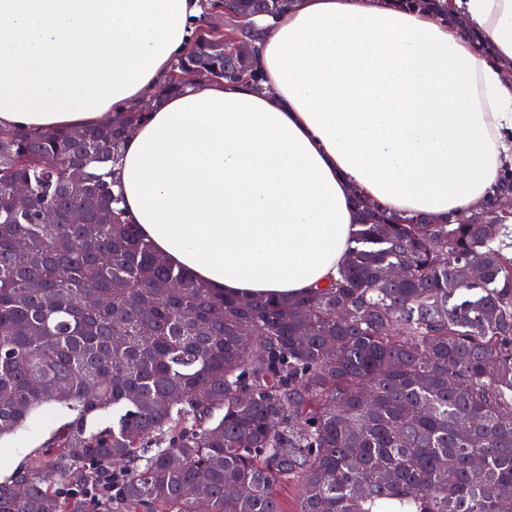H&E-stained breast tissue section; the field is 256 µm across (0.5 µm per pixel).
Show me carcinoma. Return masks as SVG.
Wrapping results in <instances>:
<instances>
[{"label":"carcinoma","mask_w":512,"mask_h":512,"mask_svg":"<svg viewBox=\"0 0 512 512\" xmlns=\"http://www.w3.org/2000/svg\"><path fill=\"white\" fill-rule=\"evenodd\" d=\"M233 2L226 30L258 40L247 19L275 0ZM223 37L195 25L155 101L186 70L240 80ZM125 138L0 127V438L45 404L68 414L43 469L0 481V512H283L285 482L297 512H512V257L495 245L511 171L480 223L391 216L356 193L336 278L239 300L124 222L90 165ZM78 205L87 223H67ZM48 207L55 224L38 221Z\"/></svg>","instance_id":"cac0c4a2"}]
</instances>
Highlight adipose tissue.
<instances>
[{
	"label": "adipose tissue",
	"mask_w": 512,
	"mask_h": 512,
	"mask_svg": "<svg viewBox=\"0 0 512 512\" xmlns=\"http://www.w3.org/2000/svg\"><path fill=\"white\" fill-rule=\"evenodd\" d=\"M453 3L455 20L393 0H294L258 19L259 84L186 88L126 137L110 181L129 223L225 296L286 299L335 275L354 194L442 222L479 210L512 159V0ZM199 11L0 0V127L114 118L156 91Z\"/></svg>",
	"instance_id": "1"
}]
</instances>
